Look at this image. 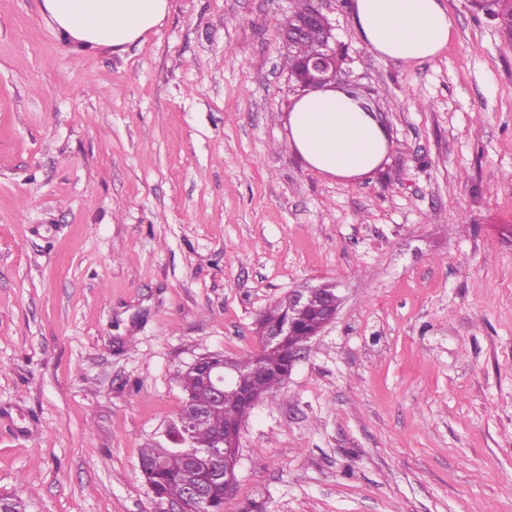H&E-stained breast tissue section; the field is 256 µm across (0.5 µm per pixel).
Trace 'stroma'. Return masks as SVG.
<instances>
[{
  "label": "stroma",
  "instance_id": "obj_1",
  "mask_svg": "<svg viewBox=\"0 0 512 512\" xmlns=\"http://www.w3.org/2000/svg\"><path fill=\"white\" fill-rule=\"evenodd\" d=\"M438 57L380 59L313 0L376 171L309 170L278 31L294 0H170L145 40H62L0 0V498L168 512L140 450L204 353L336 283L335 321L240 432L224 512H512V40L446 0Z\"/></svg>",
  "mask_w": 512,
  "mask_h": 512
}]
</instances>
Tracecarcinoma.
Wrapping results in <instances>:
<instances>
[{
    "instance_id": "cac0c4a2",
    "label": "carcinoma",
    "mask_w": 512,
    "mask_h": 512,
    "mask_svg": "<svg viewBox=\"0 0 512 512\" xmlns=\"http://www.w3.org/2000/svg\"><path fill=\"white\" fill-rule=\"evenodd\" d=\"M495 8L490 15L505 33L512 38V0H492ZM319 44V38L308 36L293 41L289 45L286 67L293 70L297 59L309 55ZM291 313L288 297L284 296L267 307L261 317L268 324H276ZM296 335L286 337L285 343L277 348H265L262 351L244 354L235 359L239 372L250 374V387L253 395L262 399L276 391L280 381L276 376L288 370V347L305 339V333L315 325V315L307 310L293 316ZM179 384L185 400L194 405L208 407L207 416L191 429L197 445L212 443L218 433L238 434L250 415L239 397L232 393L224 395V404L212 405L201 373L189 368L180 373ZM160 462V468L142 471L143 481L148 492L158 499H176L181 496L184 483V464L182 457L175 453L166 440L161 439L141 449L140 462Z\"/></svg>"
}]
</instances>
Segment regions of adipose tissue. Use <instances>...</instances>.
Instances as JSON below:
<instances>
[{
	"label": "adipose tissue",
	"instance_id": "1",
	"mask_svg": "<svg viewBox=\"0 0 512 512\" xmlns=\"http://www.w3.org/2000/svg\"><path fill=\"white\" fill-rule=\"evenodd\" d=\"M42 9L68 43L120 49L154 31L169 0H42ZM351 12L361 39L382 59H433L452 36L444 0H352ZM288 142L314 172L352 178L381 165L388 134L376 113L345 91L314 89L292 105Z\"/></svg>",
	"mask_w": 512,
	"mask_h": 512
}]
</instances>
